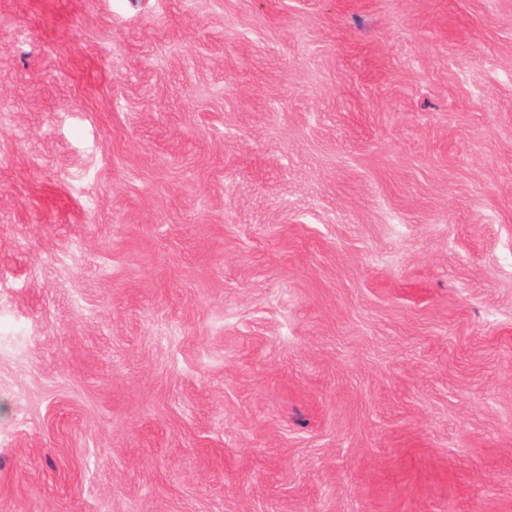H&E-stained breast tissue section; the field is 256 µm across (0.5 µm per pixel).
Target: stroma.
I'll use <instances>...</instances> for the list:
<instances>
[{
    "label": "stroma",
    "instance_id": "obj_1",
    "mask_svg": "<svg viewBox=\"0 0 512 512\" xmlns=\"http://www.w3.org/2000/svg\"><path fill=\"white\" fill-rule=\"evenodd\" d=\"M0 512H512V0H0Z\"/></svg>",
    "mask_w": 512,
    "mask_h": 512
}]
</instances>
